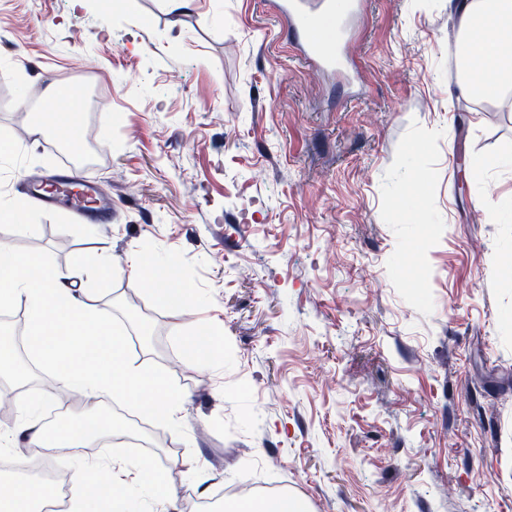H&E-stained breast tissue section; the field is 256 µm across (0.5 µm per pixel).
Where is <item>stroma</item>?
<instances>
[{"label": "stroma", "mask_w": 512, "mask_h": 512, "mask_svg": "<svg viewBox=\"0 0 512 512\" xmlns=\"http://www.w3.org/2000/svg\"><path fill=\"white\" fill-rule=\"evenodd\" d=\"M361 29L357 93L267 0H0V198L58 175L30 129L90 70L80 125L112 200L106 224L37 205L0 241L84 270L127 360L181 398L175 424L55 451L69 477L162 461L168 512L274 474L310 512H512V104L459 95L448 0H368ZM168 270L191 306L149 289ZM205 327L219 358L184 363Z\"/></svg>", "instance_id": "stroma-1"}]
</instances>
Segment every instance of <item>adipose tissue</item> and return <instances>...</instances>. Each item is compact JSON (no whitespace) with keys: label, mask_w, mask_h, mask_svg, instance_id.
I'll return each instance as SVG.
<instances>
[{"label":"adipose tissue","mask_w":512,"mask_h":512,"mask_svg":"<svg viewBox=\"0 0 512 512\" xmlns=\"http://www.w3.org/2000/svg\"><path fill=\"white\" fill-rule=\"evenodd\" d=\"M453 9L460 19V92L487 98L512 89V0H455ZM0 269L6 272L0 279V309L26 302L30 349L54 369L61 390L78 387L94 394L130 395L153 410L159 422L175 423L178 394L159 375L128 366L111 324L91 301L70 293L64 274L46 256H23L0 243ZM52 399L47 392H18L20 419L9 436L0 437V449L86 448L100 436L118 435L115 423L101 417L89 426L40 424L36 412ZM101 471L97 463L82 468L72 494L73 512H125L124 500L114 498L110 486L101 483Z\"/></svg>","instance_id":"adipose-tissue-1"}]
</instances>
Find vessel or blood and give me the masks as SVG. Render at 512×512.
I'll list each match as a JSON object with an SVG mask.
<instances>
[{
    "label": "vessel or blood",
    "instance_id": "b4317fda",
    "mask_svg": "<svg viewBox=\"0 0 512 512\" xmlns=\"http://www.w3.org/2000/svg\"><path fill=\"white\" fill-rule=\"evenodd\" d=\"M269 6L306 63L327 74L359 77L350 46L361 34L358 24L366 14L367 0H270ZM71 166L70 160H63L53 187L35 186L34 197L53 207H73L86 221L107 219L110 203L98 196L94 181L83 180L78 185L81 198H72Z\"/></svg>",
    "mask_w": 512,
    "mask_h": 512
}]
</instances>
